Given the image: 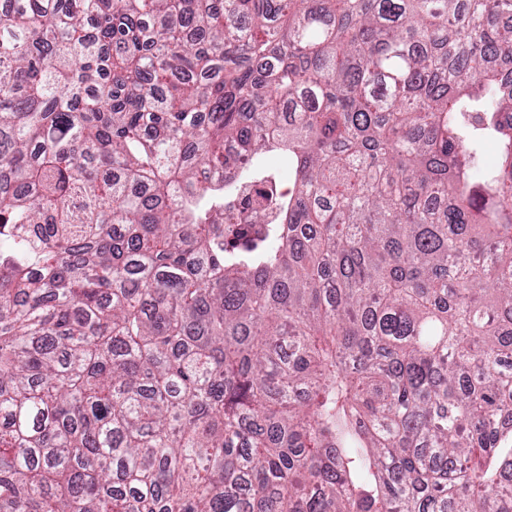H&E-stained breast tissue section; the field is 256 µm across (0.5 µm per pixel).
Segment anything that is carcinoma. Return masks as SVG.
I'll list each match as a JSON object with an SVG mask.
<instances>
[{
    "mask_svg": "<svg viewBox=\"0 0 512 512\" xmlns=\"http://www.w3.org/2000/svg\"><path fill=\"white\" fill-rule=\"evenodd\" d=\"M511 476L512 0H5L0 512Z\"/></svg>",
    "mask_w": 512,
    "mask_h": 512,
    "instance_id": "carcinoma-1",
    "label": "carcinoma"
}]
</instances>
